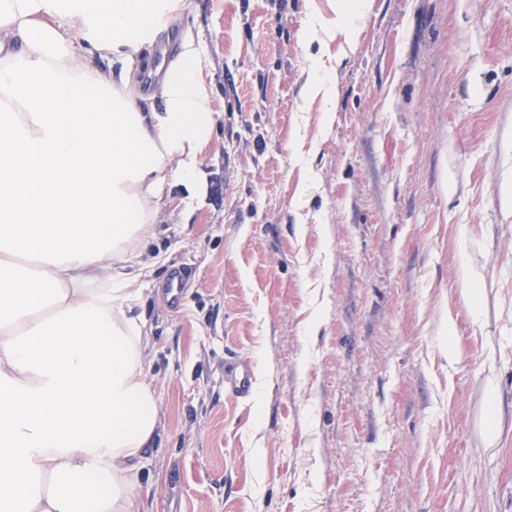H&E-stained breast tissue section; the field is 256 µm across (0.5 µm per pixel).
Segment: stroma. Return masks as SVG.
I'll use <instances>...</instances> for the list:
<instances>
[{
	"label": "stroma",
	"instance_id": "obj_1",
	"mask_svg": "<svg viewBox=\"0 0 512 512\" xmlns=\"http://www.w3.org/2000/svg\"><path fill=\"white\" fill-rule=\"evenodd\" d=\"M368 2L350 41L308 36L330 0H185L162 30L201 37L217 114L203 198L145 251L149 512H512V0ZM253 362L249 358H234L224 364V391L237 398H247L252 392Z\"/></svg>",
	"mask_w": 512,
	"mask_h": 512
}]
</instances>
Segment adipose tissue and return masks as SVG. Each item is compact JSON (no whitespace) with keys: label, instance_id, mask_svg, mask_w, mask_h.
Masks as SVG:
<instances>
[{"label":"adipose tissue","instance_id":"ef3b65f1","mask_svg":"<svg viewBox=\"0 0 512 512\" xmlns=\"http://www.w3.org/2000/svg\"><path fill=\"white\" fill-rule=\"evenodd\" d=\"M184 0H0V512H143L161 423L142 256L215 123L184 34L142 110L131 65Z\"/></svg>","mask_w":512,"mask_h":512}]
</instances>
